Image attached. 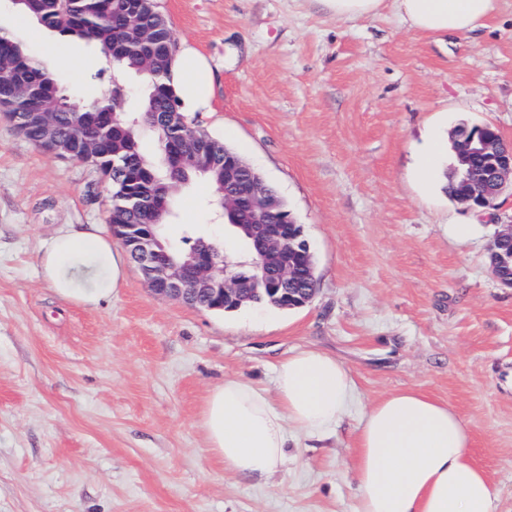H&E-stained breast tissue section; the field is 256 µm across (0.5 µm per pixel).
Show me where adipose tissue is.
<instances>
[{"mask_svg":"<svg viewBox=\"0 0 512 512\" xmlns=\"http://www.w3.org/2000/svg\"><path fill=\"white\" fill-rule=\"evenodd\" d=\"M320 2L342 21L376 15L388 3L417 33L464 39L486 28L499 8V0ZM171 83L182 103L200 110L212 94V70L187 49L172 66ZM41 266L56 292L92 303L110 299L126 275L122 253L93 228L52 236ZM274 379L272 398L242 378L225 379L210 391L202 426L226 471L272 475L287 461L291 436H326L356 400L349 369L320 350L288 354L275 366ZM471 445L466 421L448 403L416 389L380 397L366 407L357 428V512H496V490L472 460Z\"/></svg>","mask_w":512,"mask_h":512,"instance_id":"ef3b65f1","label":"adipose tissue"}]
</instances>
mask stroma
<instances>
[{"label":"stroma","instance_id":"35a3bbf8","mask_svg":"<svg viewBox=\"0 0 512 512\" xmlns=\"http://www.w3.org/2000/svg\"><path fill=\"white\" fill-rule=\"evenodd\" d=\"M178 48L210 63V107L187 113L286 200L316 257L318 290L292 309L197 310L153 295L134 263L111 299L57 293L45 240L96 227L109 197L87 164L46 155L0 115V512H356V428L370 402L417 389L467 421L473 460L512 512V288L488 262L512 224V187L464 209L420 173L448 136L490 124L512 143V0L473 37L436 38L391 13L342 22L317 0H158ZM0 30L73 96L93 47L52 36L0 0ZM205 181L177 189L167 233L212 223ZM470 228L468 236L454 232ZM314 348L351 371L358 400L324 439L289 443L257 481L226 472L200 425L210 390L241 377L274 393L273 366Z\"/></svg>","mask_w":512,"mask_h":512}]
</instances>
